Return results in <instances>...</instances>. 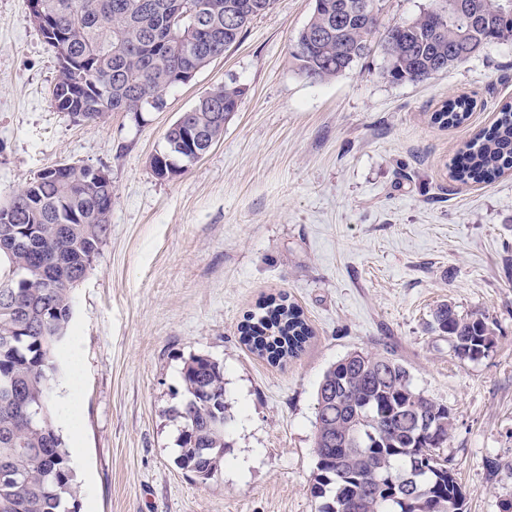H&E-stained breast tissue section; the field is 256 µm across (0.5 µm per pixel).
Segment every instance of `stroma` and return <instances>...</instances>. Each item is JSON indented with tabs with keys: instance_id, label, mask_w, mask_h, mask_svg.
<instances>
[{
	"instance_id": "obj_1",
	"label": "stroma",
	"mask_w": 512,
	"mask_h": 512,
	"mask_svg": "<svg viewBox=\"0 0 512 512\" xmlns=\"http://www.w3.org/2000/svg\"><path fill=\"white\" fill-rule=\"evenodd\" d=\"M311 8L274 0L168 92L164 111L78 124L52 101L57 59L26 0H0V204L58 163L112 177L110 232L72 292L52 383L54 424L81 450L78 512H316V391L356 349L392 354L417 391L448 407L444 453L466 512L512 502V173L488 184L448 176L512 101V41L421 83L386 78L376 46L313 84L290 56ZM230 78L245 94L222 138L181 175L157 178L150 160L168 127ZM458 96L474 103L468 120L435 125L433 112ZM282 295L312 334L272 365L243 344L241 325ZM443 303L485 317L488 356L457 357L433 325ZM194 354L223 364L233 413V446L205 483L177 463L174 411Z\"/></svg>"
}]
</instances>
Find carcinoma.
I'll use <instances>...</instances> for the list:
<instances>
[{
	"mask_svg": "<svg viewBox=\"0 0 512 512\" xmlns=\"http://www.w3.org/2000/svg\"><path fill=\"white\" fill-rule=\"evenodd\" d=\"M40 29L58 62L54 104L99 120L104 112L166 107L178 75L206 58L224 55L274 0H44ZM380 0H315L306 25L291 44L297 74L332 80L367 55L372 39L386 45L385 75L394 82H423L461 64L491 43L512 40V5L505 0H442L398 26L380 28ZM205 21L188 40L172 36L173 22L188 24L190 5ZM244 95L234 80L214 85L189 108L192 128L172 125L150 162L171 179L188 153L172 144L194 137L212 146ZM474 103H444L432 120L462 124ZM512 171V104L480 132L450 169L462 184L489 183ZM15 221L0 224V512H68L79 486L65 442L50 412L56 350L72 317V282L90 270L106 241L107 197L89 169L48 170L12 196ZM455 354L470 361L488 355L495 336L485 318L460 317L448 304L434 312ZM244 344L277 363L301 352L310 338L300 310L287 297L272 300L241 327ZM185 399L175 410L181 424L178 463L203 480L221 471L232 444L224 366L206 355L184 361ZM452 418L448 407L412 387L396 358L354 351L331 365L316 393V473L311 495L318 512L342 506L367 485L360 512H465V494L448 458ZM427 460L421 464V460Z\"/></svg>",
	"mask_w": 512,
	"mask_h": 512,
	"instance_id": "obj_1",
	"label": "carcinoma"
}]
</instances>
